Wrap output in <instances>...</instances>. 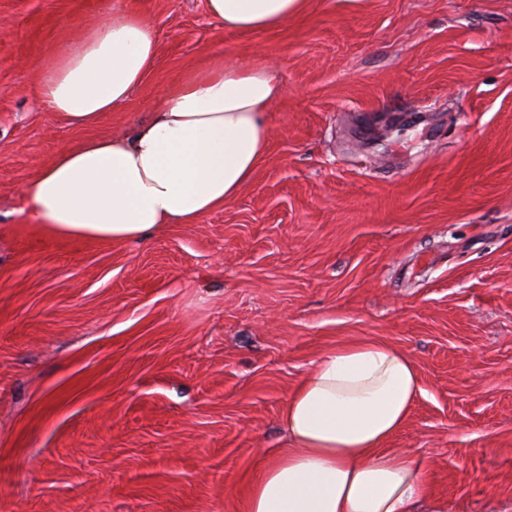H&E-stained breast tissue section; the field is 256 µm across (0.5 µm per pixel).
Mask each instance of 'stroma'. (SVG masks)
I'll return each mask as SVG.
<instances>
[{
    "label": "stroma",
    "mask_w": 512,
    "mask_h": 512,
    "mask_svg": "<svg viewBox=\"0 0 512 512\" xmlns=\"http://www.w3.org/2000/svg\"><path fill=\"white\" fill-rule=\"evenodd\" d=\"M105 4L0 0V512H241L291 390L357 340L417 364L388 445L446 512H512V0H309L268 32L120 0L156 67L75 128L36 103L38 64ZM217 56L283 88L233 201L128 245L22 213L57 152Z\"/></svg>",
    "instance_id": "obj_1"
}]
</instances>
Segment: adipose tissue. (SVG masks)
Wrapping results in <instances>:
<instances>
[{"instance_id": "1", "label": "adipose tissue", "mask_w": 512, "mask_h": 512, "mask_svg": "<svg viewBox=\"0 0 512 512\" xmlns=\"http://www.w3.org/2000/svg\"><path fill=\"white\" fill-rule=\"evenodd\" d=\"M306 0H206L233 31L264 32ZM159 52L153 24L125 10L76 29L39 63L34 94L75 127L126 103ZM278 72L216 59L166 86L125 134L58 152L21 187L23 209L60 238L142 243L234 200L266 156ZM423 392L411 357L359 341L312 362L283 410L287 445L255 476L242 512H444L427 463L389 448Z\"/></svg>"}]
</instances>
